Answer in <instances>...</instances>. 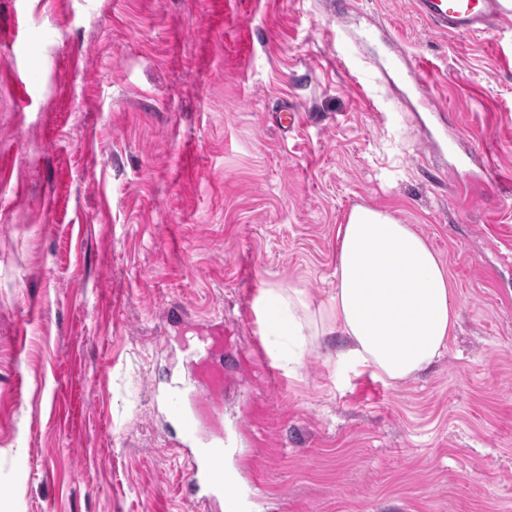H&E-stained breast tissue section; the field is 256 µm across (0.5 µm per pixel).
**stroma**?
I'll return each instance as SVG.
<instances>
[{"label": "stroma", "mask_w": 512, "mask_h": 512, "mask_svg": "<svg viewBox=\"0 0 512 512\" xmlns=\"http://www.w3.org/2000/svg\"><path fill=\"white\" fill-rule=\"evenodd\" d=\"M392 61L421 67L447 144ZM358 204L426 239L459 307L404 382L338 363L336 335L286 368L255 307L327 302ZM210 331L214 362H188ZM175 385L207 393L198 431L260 512H512V23L440 34L409 0H0V512H191Z\"/></svg>", "instance_id": "1"}]
</instances>
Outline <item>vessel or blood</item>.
<instances>
[{"instance_id":"vessel-or-blood-1","label":"vessel or blood","mask_w":512,"mask_h":512,"mask_svg":"<svg viewBox=\"0 0 512 512\" xmlns=\"http://www.w3.org/2000/svg\"><path fill=\"white\" fill-rule=\"evenodd\" d=\"M411 6L435 32L457 36L476 34L512 18L505 0H411ZM166 406L179 421L186 441L195 447L186 498L194 504L212 503L217 512H240L241 491L228 485L223 444H199L195 424L177 395H167Z\"/></svg>"}]
</instances>
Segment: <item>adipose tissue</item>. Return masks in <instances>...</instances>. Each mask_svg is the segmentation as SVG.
<instances>
[{"mask_svg":"<svg viewBox=\"0 0 512 512\" xmlns=\"http://www.w3.org/2000/svg\"><path fill=\"white\" fill-rule=\"evenodd\" d=\"M337 239L327 306L296 288H268L258 307L287 313L297 340L342 336L338 360L393 382L418 376L441 357L459 318L445 266L411 225L371 206H354Z\"/></svg>","mask_w":512,"mask_h":512,"instance_id":"1","label":"adipose tissue"}]
</instances>
